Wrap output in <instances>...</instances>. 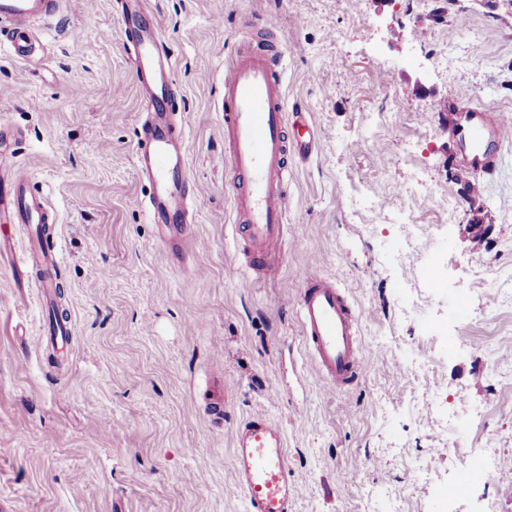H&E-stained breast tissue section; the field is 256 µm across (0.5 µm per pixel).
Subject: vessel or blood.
Masks as SVG:
<instances>
[{
    "label": "vessel or blood",
    "mask_w": 512,
    "mask_h": 512,
    "mask_svg": "<svg viewBox=\"0 0 512 512\" xmlns=\"http://www.w3.org/2000/svg\"><path fill=\"white\" fill-rule=\"evenodd\" d=\"M58 0H0V23L8 25L12 55L34 58L27 25L52 16ZM157 19H145L137 6L127 7L120 38L131 52L132 67L141 91L143 121L134 151L144 183L136 199L148 223L158 225L172 248L182 249L191 221L193 194L188 189L186 114L169 109L175 84L176 60L158 38ZM285 66L281 54L249 43L231 55L224 73V137L226 162L236 179L233 208L242 235L243 261L256 274L279 265L283 258L286 223L288 158H310L315 140L289 135L285 94ZM468 128L474 143L467 171L492 174L497 160L485 147L487 130L480 116ZM31 178L18 167L0 165V213L10 224H52L56 215L47 196H34ZM8 226L0 227V257L20 268H47L59 260L58 245L25 249L14 254ZM298 318L314 374L321 386L334 393L353 385L368 370L359 350V319L345 289L323 273L306 268L299 274ZM233 478L244 512H293L300 485L295 477L285 434L279 424L262 414L235 431Z\"/></svg>",
    "instance_id": "obj_1"
}]
</instances>
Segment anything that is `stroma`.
Returning <instances> with one entry per match:
<instances>
[{
  "mask_svg": "<svg viewBox=\"0 0 512 512\" xmlns=\"http://www.w3.org/2000/svg\"><path fill=\"white\" fill-rule=\"evenodd\" d=\"M122 3L61 0L29 64L0 30L6 155L56 212V305L73 323L53 351V304L0 259V512H244L233 438L255 414L285 431L296 512H512V143L491 142L492 177H467L448 126L460 97L512 123V0H263L254 26L252 0H145L201 188L181 259L132 204ZM257 38L281 50L287 104L321 142L291 162L283 261L261 280L236 267L224 139L225 62ZM477 219L479 242L460 232ZM307 264L360 314L368 370L333 394L300 334ZM484 454L500 468L443 503L438 487Z\"/></svg>",
  "mask_w": 512,
  "mask_h": 512,
  "instance_id": "obj_1",
  "label": "stroma"
}]
</instances>
